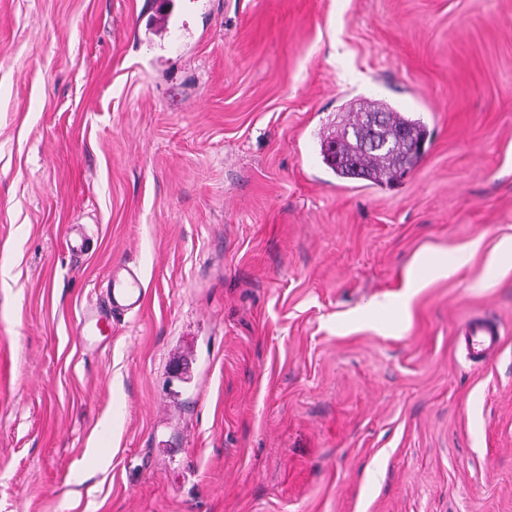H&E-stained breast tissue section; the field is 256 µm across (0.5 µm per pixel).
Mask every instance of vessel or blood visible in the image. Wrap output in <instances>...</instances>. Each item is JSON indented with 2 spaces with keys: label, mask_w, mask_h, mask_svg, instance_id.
I'll list each match as a JSON object with an SVG mask.
<instances>
[{
  "label": "vessel or blood",
  "mask_w": 512,
  "mask_h": 512,
  "mask_svg": "<svg viewBox=\"0 0 512 512\" xmlns=\"http://www.w3.org/2000/svg\"><path fill=\"white\" fill-rule=\"evenodd\" d=\"M106 290L107 305L85 312L81 317L78 325L80 336L84 337L92 332H111L113 313L139 308L145 296L140 277L131 271L124 275L112 274L107 281ZM463 340L469 359L476 363L489 361L502 342L497 324L482 317H474L467 322Z\"/></svg>",
  "instance_id": "b4317fda"
}]
</instances>
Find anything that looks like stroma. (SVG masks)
<instances>
[{
    "label": "stroma",
    "mask_w": 512,
    "mask_h": 512,
    "mask_svg": "<svg viewBox=\"0 0 512 512\" xmlns=\"http://www.w3.org/2000/svg\"><path fill=\"white\" fill-rule=\"evenodd\" d=\"M367 98L391 186L319 154ZM508 238L512 0H0V512H512ZM384 115L381 125L373 128L368 117ZM412 112H400L383 101H372L349 116L342 135L328 134L320 138V155L341 181L366 180L373 184L391 183L402 178L416 163L422 151L411 153V146L423 143L426 130L420 118ZM369 139L371 147L363 149ZM467 262L466 256L462 253L448 252V254L431 262L428 266V273L433 277H445L448 274L460 270ZM121 276L116 269H112V276L108 279L106 290L108 305L95 307V310L85 311L80 319L78 331L83 340L90 332H97L107 336L112 335V315L116 310L132 311L140 308L145 296V289L140 277L129 270ZM463 340L469 359L485 363L499 349L502 337L496 323L486 318L473 317L466 324Z\"/></svg>",
    "instance_id": "stroma-1"
}]
</instances>
